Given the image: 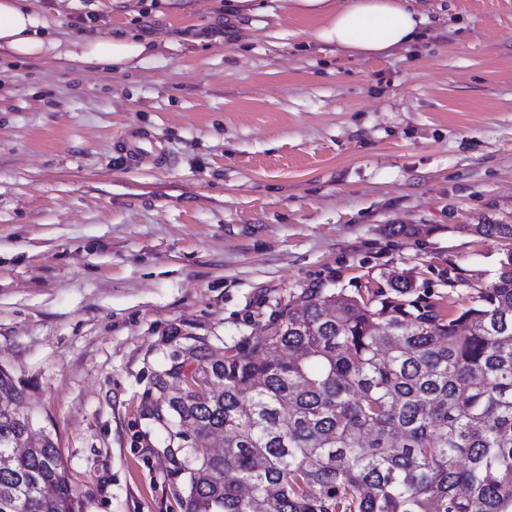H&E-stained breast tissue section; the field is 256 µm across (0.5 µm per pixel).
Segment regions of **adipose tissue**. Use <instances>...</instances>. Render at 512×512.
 I'll list each match as a JSON object with an SVG mask.
<instances>
[{
	"label": "adipose tissue",
	"instance_id": "1",
	"mask_svg": "<svg viewBox=\"0 0 512 512\" xmlns=\"http://www.w3.org/2000/svg\"><path fill=\"white\" fill-rule=\"evenodd\" d=\"M296 14L317 19L315 39L356 59L389 55L417 42L427 23L418 0H285ZM0 50L19 59L49 54L82 65L129 64L150 54V40L117 32L69 43L39 33L27 0H0Z\"/></svg>",
	"mask_w": 512,
	"mask_h": 512
}]
</instances>
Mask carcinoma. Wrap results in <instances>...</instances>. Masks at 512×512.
<instances>
[{
  "mask_svg": "<svg viewBox=\"0 0 512 512\" xmlns=\"http://www.w3.org/2000/svg\"><path fill=\"white\" fill-rule=\"evenodd\" d=\"M416 292L304 290L235 352L188 348L203 389L157 379L193 435L184 512H512V250L455 312ZM22 399L0 368V512H85Z\"/></svg>",
  "mask_w": 512,
  "mask_h": 512,
  "instance_id": "1",
  "label": "carcinoma"
}]
</instances>
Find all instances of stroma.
Instances as JSON below:
<instances>
[{"mask_svg": "<svg viewBox=\"0 0 512 512\" xmlns=\"http://www.w3.org/2000/svg\"><path fill=\"white\" fill-rule=\"evenodd\" d=\"M225 2L28 0L52 37L157 48L80 69L0 52V368L86 512H184L191 438L156 382L186 348L391 274L453 310L508 247L462 227L512 224V0H420L422 41L372 60ZM133 130L168 164L131 163Z\"/></svg>", "mask_w": 512, "mask_h": 512, "instance_id": "stroma-1", "label": "stroma"}]
</instances>
